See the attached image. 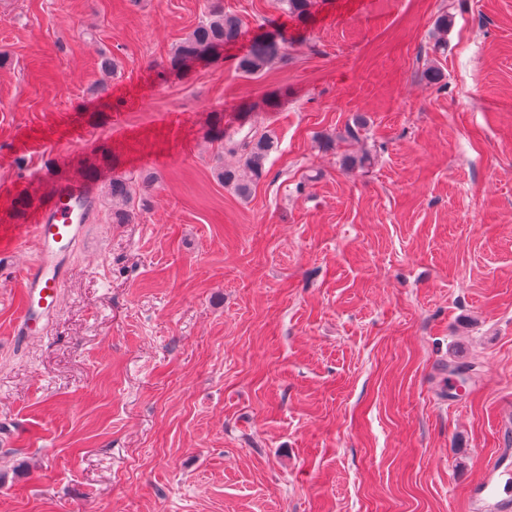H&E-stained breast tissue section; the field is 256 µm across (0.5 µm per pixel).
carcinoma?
Instances as JSON below:
<instances>
[{"label": "carcinoma", "mask_w": 512, "mask_h": 512, "mask_svg": "<svg viewBox=\"0 0 512 512\" xmlns=\"http://www.w3.org/2000/svg\"><path fill=\"white\" fill-rule=\"evenodd\" d=\"M313 0H276L284 16L304 20L310 14ZM240 18L224 11L221 0H213L204 20L200 21L173 48L167 59V68L179 73L192 62L215 56L235 46L244 36ZM286 41L280 30L265 31L252 37L244 53L235 56L236 69L246 76H259L280 55ZM223 148L230 154H238L243 160V169L225 167L219 176L226 185H232L245 196L249 193V181L260 179L265 173V163L274 149V137L268 131L250 130L244 135L237 132L218 131ZM112 197V222L127 224L135 209V191L123 179L114 178L108 187Z\"/></svg>", "instance_id": "cac0c4a2"}]
</instances>
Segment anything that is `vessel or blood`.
Masks as SVG:
<instances>
[{"mask_svg":"<svg viewBox=\"0 0 512 512\" xmlns=\"http://www.w3.org/2000/svg\"><path fill=\"white\" fill-rule=\"evenodd\" d=\"M93 217L91 192L69 185L57 187L33 214V259L21 273L24 300L17 319L18 335L43 331L71 273L69 251ZM469 498L476 512H512V448L498 449L487 464L485 477L472 485Z\"/></svg>","mask_w":512,"mask_h":512,"instance_id":"obj_1","label":"vessel or blood"}]
</instances>
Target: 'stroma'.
<instances>
[{
  "label": "stroma",
  "instance_id": "stroma-1",
  "mask_svg": "<svg viewBox=\"0 0 512 512\" xmlns=\"http://www.w3.org/2000/svg\"><path fill=\"white\" fill-rule=\"evenodd\" d=\"M204 4L0 0V512H467L512 448V0H314L261 76L167 72ZM220 124L277 141L248 196ZM59 184L95 219L23 337L13 205ZM108 191L112 197L113 223L128 224L132 220L133 210L135 209V191L121 178H113Z\"/></svg>",
  "mask_w": 512,
  "mask_h": 512
}]
</instances>
